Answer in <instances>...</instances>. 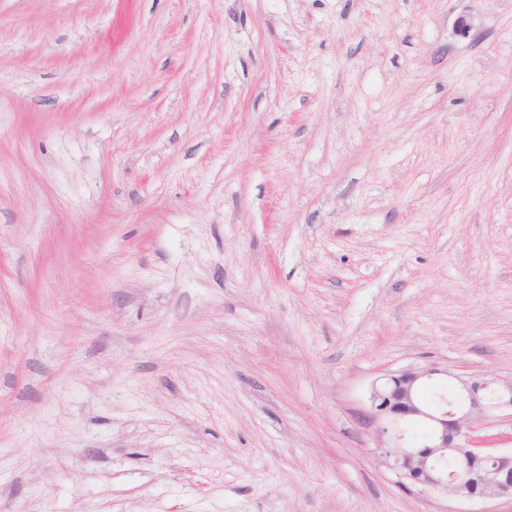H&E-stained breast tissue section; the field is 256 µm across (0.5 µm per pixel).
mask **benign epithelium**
Instances as JSON below:
<instances>
[{
    "label": "benign epithelium",
    "instance_id": "1",
    "mask_svg": "<svg viewBox=\"0 0 512 512\" xmlns=\"http://www.w3.org/2000/svg\"><path fill=\"white\" fill-rule=\"evenodd\" d=\"M438 376L448 370L407 367L373 381L362 413L373 435L370 453L412 493L465 502L512 497V450H486L476 436L493 421L512 419V380L458 377L459 395L426 403L422 391ZM413 423L427 427L419 442L408 432Z\"/></svg>",
    "mask_w": 512,
    "mask_h": 512
}]
</instances>
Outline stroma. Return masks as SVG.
Instances as JSON below:
<instances>
[{
    "label": "stroma",
    "instance_id": "35a3bbf8",
    "mask_svg": "<svg viewBox=\"0 0 512 512\" xmlns=\"http://www.w3.org/2000/svg\"><path fill=\"white\" fill-rule=\"evenodd\" d=\"M411 366L512 379V0H0V512H454Z\"/></svg>",
    "mask_w": 512,
    "mask_h": 512
}]
</instances>
